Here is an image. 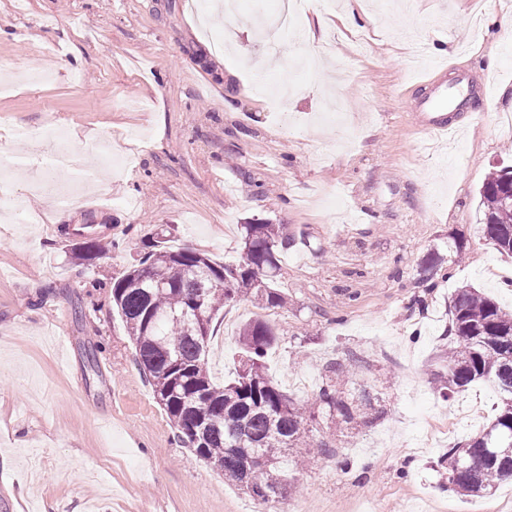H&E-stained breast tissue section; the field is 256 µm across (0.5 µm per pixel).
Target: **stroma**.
<instances>
[{
  "instance_id": "1",
  "label": "stroma",
  "mask_w": 512,
  "mask_h": 512,
  "mask_svg": "<svg viewBox=\"0 0 512 512\" xmlns=\"http://www.w3.org/2000/svg\"><path fill=\"white\" fill-rule=\"evenodd\" d=\"M307 0L303 28L333 52L309 60L291 32L258 42L252 17L278 0H237L204 23L198 0H0V156L24 191L45 145L24 129L67 128L61 153L91 158L47 169L70 200L32 195L27 221L0 217V512H258L260 503L183 448L112 313L111 282L162 228L173 247L237 260L246 224H279L276 286L283 308L225 306L216 381L238 366L224 330L262 320L279 341L269 372L297 400L325 366L362 362L354 386L384 416L339 439L337 452L291 470L287 507L301 512H475L512 495L461 499L438 460L491 418L500 393L480 382L442 401L428 373L448 348L455 289H480L512 309V257L483 237L479 190L512 165V36L496 24L512 0ZM71 70L57 69L59 58ZM268 61L267 86L301 95L277 112L248 69ZM472 71L488 83L479 119L437 138L407 106L428 71ZM91 229L112 251L72 256ZM464 240L450 253L449 237ZM441 271L422 281L430 253Z\"/></svg>"
}]
</instances>
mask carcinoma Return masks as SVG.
I'll list each match as a JSON object with an SVG mask.
<instances>
[{"instance_id":"cac0c4a2","label":"carcinoma","mask_w":512,"mask_h":512,"mask_svg":"<svg viewBox=\"0 0 512 512\" xmlns=\"http://www.w3.org/2000/svg\"><path fill=\"white\" fill-rule=\"evenodd\" d=\"M512 170H494L480 189L485 239L512 256ZM244 249L234 263H217L168 239L138 264L112 280V304L132 341L139 370L149 379L179 443L224 473V478L263 504L281 505L288 494L285 468L312 454H329L330 444L310 438L307 422L326 412L337 425H371L382 412L367 395L346 401L358 360L327 366L313 401H297L268 374L265 357L278 341L261 320L239 333L241 356L235 377L215 383L207 348L213 319L243 295L270 306L285 303L274 287L276 248L288 238L275 224H244ZM202 310L205 320L196 318ZM448 361L434 370L447 401L479 381L493 382L501 395L497 412L479 433L443 454L448 491L484 496L512 481V312L476 288H459L448 306ZM255 448L263 463L244 469V449Z\"/></svg>"}]
</instances>
